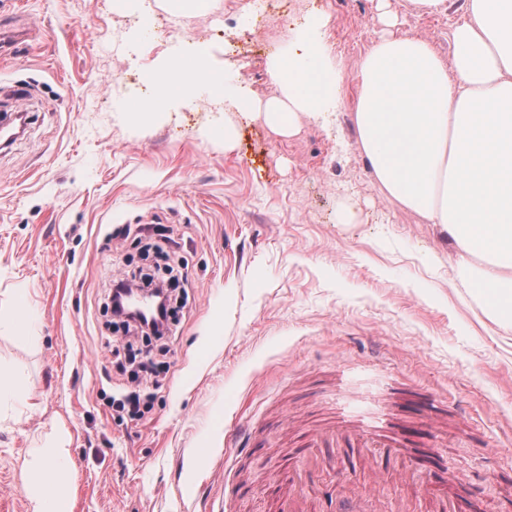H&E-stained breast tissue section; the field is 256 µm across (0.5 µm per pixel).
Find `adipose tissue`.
I'll use <instances>...</instances> for the list:
<instances>
[{"mask_svg": "<svg viewBox=\"0 0 512 512\" xmlns=\"http://www.w3.org/2000/svg\"><path fill=\"white\" fill-rule=\"evenodd\" d=\"M451 29V61L422 38L381 32L362 55L354 107L361 148L387 197L439 225L456 260L454 276L492 322L512 327V0H462ZM277 94L257 103L238 95L246 115L277 131L294 113L340 107L343 66L320 40L275 58ZM70 440L58 433L25 460L29 512H67L63 487Z\"/></svg>", "mask_w": 512, "mask_h": 512, "instance_id": "ef3b65f1", "label": "adipose tissue"}]
</instances>
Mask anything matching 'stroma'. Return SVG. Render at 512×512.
<instances>
[{
    "label": "stroma",
    "instance_id": "obj_1",
    "mask_svg": "<svg viewBox=\"0 0 512 512\" xmlns=\"http://www.w3.org/2000/svg\"><path fill=\"white\" fill-rule=\"evenodd\" d=\"M180 25L166 43L110 0H0V113L27 130L0 148V374L28 386L0 398V512H28L23 462L58 427L70 436L68 512H217L225 428L242 417L250 447L235 470L262 484L331 415L338 368L357 409L386 381L447 410L461 496L483 512L512 505V328L490 321L454 278L437 225L382 193L356 132V31L430 40L449 59L454 19L405 0H287L349 73L340 111L296 113L279 134L208 88L130 112L145 76L189 54L254 100L274 95V49L248 45L247 0H153ZM236 129L225 148L224 127ZM159 245L180 260L184 301L150 409L120 417L125 392L103 338L112 280Z\"/></svg>",
    "mask_w": 512,
    "mask_h": 512
}]
</instances>
